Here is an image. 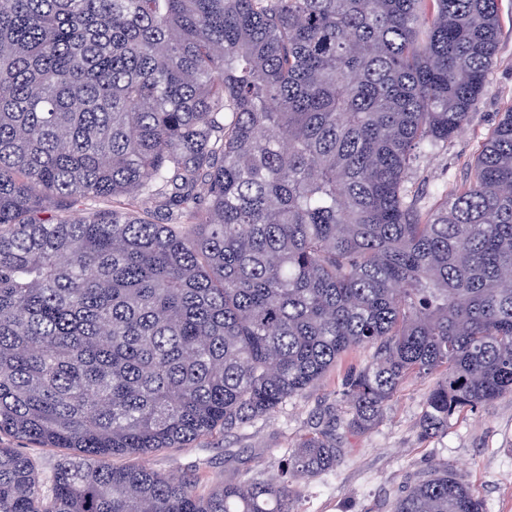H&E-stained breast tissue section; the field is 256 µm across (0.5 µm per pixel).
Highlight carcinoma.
Masks as SVG:
<instances>
[{"mask_svg": "<svg viewBox=\"0 0 512 512\" xmlns=\"http://www.w3.org/2000/svg\"><path fill=\"white\" fill-rule=\"evenodd\" d=\"M499 26V0H0V437L75 450L45 489L0 446V512H296L326 430L205 493L107 461L243 429L361 347L351 434L410 376L441 374L423 438L512 393V107L464 182L409 187ZM391 512L485 504L444 467Z\"/></svg>", "mask_w": 512, "mask_h": 512, "instance_id": "1", "label": "carcinoma"}]
</instances>
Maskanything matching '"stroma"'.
<instances>
[{"label": "stroma", "mask_w": 512, "mask_h": 512, "mask_svg": "<svg viewBox=\"0 0 512 512\" xmlns=\"http://www.w3.org/2000/svg\"><path fill=\"white\" fill-rule=\"evenodd\" d=\"M499 9L497 63L476 113L447 150L426 154L413 176L416 188L427 195L466 179L483 142L512 106V0H499ZM371 357V349L353 350L317 387L288 400L271 416L184 448L152 452L140 463L162 474H195L202 490L219 480L269 478L277 473L283 449L324 428L332 417L341 446L338 462L326 473L299 481L297 512H390L392 502L416 477L438 467L468 484L486 512H512V394L455 414L446 432L422 439L418 423L437 378H411L400 386L379 424L365 434L349 435L343 428L345 382Z\"/></svg>", "instance_id": "stroma-1"}]
</instances>
